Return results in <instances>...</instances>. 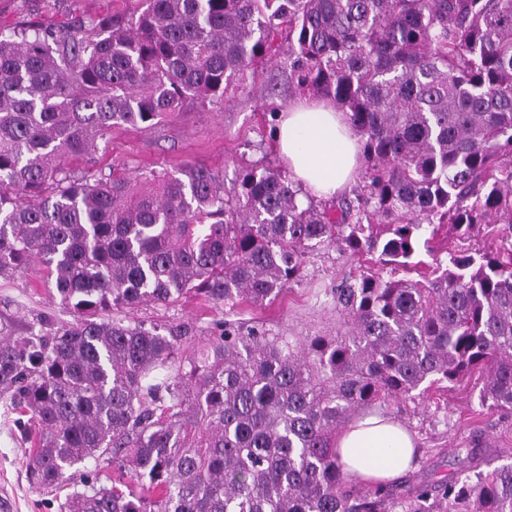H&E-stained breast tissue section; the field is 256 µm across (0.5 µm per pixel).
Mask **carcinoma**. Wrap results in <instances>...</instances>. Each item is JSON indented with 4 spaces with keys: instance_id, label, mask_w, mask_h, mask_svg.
<instances>
[{
    "instance_id": "carcinoma-1",
    "label": "carcinoma",
    "mask_w": 512,
    "mask_h": 512,
    "mask_svg": "<svg viewBox=\"0 0 512 512\" xmlns=\"http://www.w3.org/2000/svg\"><path fill=\"white\" fill-rule=\"evenodd\" d=\"M89 19L102 38L0 30V274L37 262L64 325L0 329V392L37 428V488L92 461L112 484L62 512H512V461L397 495L348 487L334 443L359 411L478 375L512 414V0H143ZM349 114L351 194L301 202L285 169L230 188L188 164L75 175L112 128L217 104L268 65ZM449 224L493 245L398 278ZM375 258L331 289L346 331L290 339L231 323L161 334L109 317L187 294L263 304L307 257Z\"/></svg>"
}]
</instances>
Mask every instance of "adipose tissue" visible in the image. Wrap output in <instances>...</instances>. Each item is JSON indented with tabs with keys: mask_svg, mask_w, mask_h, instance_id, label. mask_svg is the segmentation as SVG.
Masks as SVG:
<instances>
[{
	"mask_svg": "<svg viewBox=\"0 0 512 512\" xmlns=\"http://www.w3.org/2000/svg\"><path fill=\"white\" fill-rule=\"evenodd\" d=\"M274 138L289 177L309 196L331 198L353 183L362 144L347 113L331 101L303 98L292 103L280 113ZM336 450L356 482L385 486L411 468L415 440L398 421L368 413L338 434Z\"/></svg>",
	"mask_w": 512,
	"mask_h": 512,
	"instance_id": "obj_1",
	"label": "adipose tissue"
}]
</instances>
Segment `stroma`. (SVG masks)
Instances as JSON below:
<instances>
[{
	"label": "stroma",
	"instance_id": "35a3bbf8",
	"mask_svg": "<svg viewBox=\"0 0 512 512\" xmlns=\"http://www.w3.org/2000/svg\"><path fill=\"white\" fill-rule=\"evenodd\" d=\"M141 9L140 0H0V29L29 20L54 28L94 14H130ZM291 100L285 73L270 67L246 90L232 93L222 103L205 109L190 106L151 126L113 128L98 143L95 166H112L132 178L150 170L173 174L196 163L223 173L225 185H232L242 168L279 164L270 112L285 109ZM363 262V257L321 248L310 255L301 278L265 305L215 306L201 299H183L168 306H142L133 316L162 333L185 324L216 334L224 322L231 321L259 324L298 338L332 336L341 318L328 291L357 272ZM41 277L35 265L0 276V319L11 321L14 335H26L29 326L40 319L67 322L73 318L42 285ZM472 389L468 382L415 402L386 406V413L418 439L417 461L395 482L396 491L461 472L468 464L466 450L473 446L484 448L490 458L512 454V415L479 407ZM29 452L17 415L1 395L0 505L6 512H61L64 493L30 485Z\"/></svg>",
	"mask_w": 512,
	"mask_h": 512
}]
</instances>
